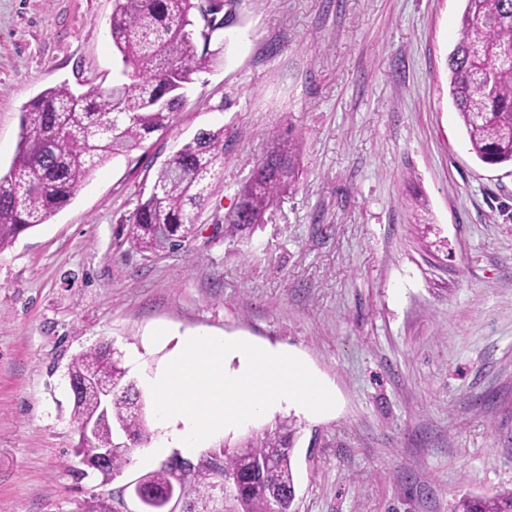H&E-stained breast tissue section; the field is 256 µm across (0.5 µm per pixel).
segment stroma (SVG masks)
I'll list each match as a JSON object with an SVG mask.
<instances>
[{"label": "stroma", "mask_w": 512, "mask_h": 512, "mask_svg": "<svg viewBox=\"0 0 512 512\" xmlns=\"http://www.w3.org/2000/svg\"><path fill=\"white\" fill-rule=\"evenodd\" d=\"M113 0H0V172L20 112L61 82L111 84ZM464 0H223L170 127L94 173L0 252V512H84L160 464L82 477L67 366L103 342L136 382L178 336L301 357L336 393L274 406L189 451L294 417L296 512H452L512 488V167L470 150L448 95ZM224 181L190 243L135 250L140 194L203 128ZM300 144L263 223H226L274 140Z\"/></svg>", "instance_id": "obj_1"}]
</instances>
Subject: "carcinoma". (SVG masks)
Returning <instances> with one entry per match:
<instances>
[{
	"label": "carcinoma",
	"mask_w": 512,
	"mask_h": 512,
	"mask_svg": "<svg viewBox=\"0 0 512 512\" xmlns=\"http://www.w3.org/2000/svg\"><path fill=\"white\" fill-rule=\"evenodd\" d=\"M459 38L448 56L449 95L465 129L471 151L482 162L512 165V0H464ZM109 26L122 64L112 85L92 83L75 90L67 83L40 92L21 113L20 141L12 164L0 175V252L17 237L46 223L71 203L93 174L111 159L142 146L151 134L166 130L186 104L192 75L219 61V51L197 52L195 0H114ZM293 147L276 146L254 168L228 221L240 230L264 221L265 214L295 182ZM224 178V128L201 129L157 172L140 200L130 230L136 248L157 252L187 243L199 231V217ZM68 376L83 380L85 390L73 397L76 429L98 419L95 443L113 445L119 430L128 444L112 452L105 474L127 464L130 449L147 444L153 432L142 393L127 370L103 343L76 355ZM112 382L116 393L100 415L97 381ZM295 423L278 419L251 429L234 445L224 444L193 463L184 478L186 497L205 500L215 484H226L224 512H295L291 448ZM221 457V471L212 466ZM253 461L268 462L267 473L243 485L241 470ZM158 489L177 479L161 464L146 475ZM453 512H512V489L493 496L465 495Z\"/></svg>",
	"instance_id": "carcinoma-1"
}]
</instances>
